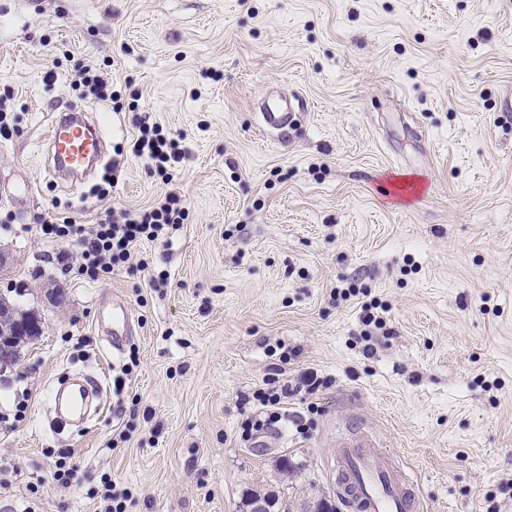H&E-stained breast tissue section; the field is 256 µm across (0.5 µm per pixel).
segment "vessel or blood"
Segmentation results:
<instances>
[{
  "instance_id": "vessel-or-blood-1",
  "label": "vessel or blood",
  "mask_w": 512,
  "mask_h": 512,
  "mask_svg": "<svg viewBox=\"0 0 512 512\" xmlns=\"http://www.w3.org/2000/svg\"><path fill=\"white\" fill-rule=\"evenodd\" d=\"M294 112L293 103L287 99L264 103L260 112L264 130H283ZM43 143L55 171L63 175L97 160L104 150L105 135L100 122L89 120L77 105L68 104L53 113ZM97 326L112 352H121L133 333L126 303L112 299L101 308ZM100 389L99 379L92 376L58 387L53 393L57 422L70 424L82 418L87 399ZM336 469L338 492L349 512H419L420 504L410 493L409 479L372 435L338 439Z\"/></svg>"
}]
</instances>
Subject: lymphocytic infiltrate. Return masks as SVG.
<instances>
[{
	"label": "lymphocytic infiltrate",
	"mask_w": 512,
	"mask_h": 512,
	"mask_svg": "<svg viewBox=\"0 0 512 512\" xmlns=\"http://www.w3.org/2000/svg\"><path fill=\"white\" fill-rule=\"evenodd\" d=\"M138 135L132 151L136 156L149 161L152 171L169 182L181 163L184 152L178 142L162 135L156 125L143 117H135ZM186 219L182 199L177 192L169 191L159 197L148 209L140 212L108 211L104 219L94 224H76L69 218L48 212L38 217L40 231L45 238L55 241H69L79 249L78 263L63 262L65 272L75 276L98 280L104 275L123 268L131 258V248L141 241L170 245L175 231ZM319 385L314 374L303 375L299 385L288 380L276 382L274 386L254 392L257 409L242 422L241 438L249 442L258 435L276 428L284 421V406L298 388L314 392Z\"/></svg>",
	"instance_id": "obj_1"
}]
</instances>
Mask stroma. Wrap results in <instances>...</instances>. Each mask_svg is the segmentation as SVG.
Instances as JSON below:
<instances>
[{
  "label": "stroma",
  "mask_w": 512,
  "mask_h": 512,
  "mask_svg": "<svg viewBox=\"0 0 512 512\" xmlns=\"http://www.w3.org/2000/svg\"><path fill=\"white\" fill-rule=\"evenodd\" d=\"M81 65L117 106L83 96ZM1 95L0 298L43 332L0 371V512H102L108 483L125 512H246L248 491L348 512V424L426 512H512V0H0ZM281 96L303 106L266 133ZM60 98L104 125L109 196L45 156ZM141 114L185 150L171 184L129 151ZM168 189L187 219L128 272L64 273L68 244L35 227ZM115 294L134 319L117 354L95 327ZM307 371L321 387L285 406L304 430L242 441L253 391ZM70 373L101 378L104 409L62 429L50 389ZM295 107L290 99L267 101L260 112L262 127L267 132L283 130L291 123Z\"/></svg>",
  "instance_id": "35a3bbf8"
}]
</instances>
